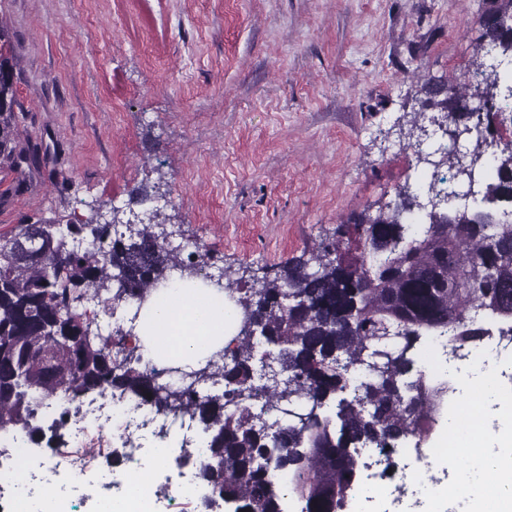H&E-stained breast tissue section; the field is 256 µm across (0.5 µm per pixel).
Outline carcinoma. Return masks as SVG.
I'll return each mask as SVG.
<instances>
[{
    "label": "carcinoma",
    "mask_w": 512,
    "mask_h": 512,
    "mask_svg": "<svg viewBox=\"0 0 512 512\" xmlns=\"http://www.w3.org/2000/svg\"><path fill=\"white\" fill-rule=\"evenodd\" d=\"M480 20L477 52L512 58V36L494 17L512 14V0ZM476 63L474 80L446 88L434 103L448 143L417 191L402 188L389 211L364 214L337 230L309 257L274 278L253 277L246 290L221 272L206 276L216 292L236 294L238 327L205 366L167 365L175 390L141 366L139 346L122 359L82 305L95 300L144 304L174 270L194 278L201 264L170 247L162 223L136 233L110 224H20L0 237V431L19 430L38 444L41 423L62 438L71 407L95 393L117 392L174 418L203 425L196 457L207 486L205 512H340L361 492L360 449L420 447L448 403L450 382L427 381L420 346L448 336L451 353L490 336L478 321L512 324V140L483 137L500 95L501 74ZM14 85L0 81V168L27 161L17 148ZM480 160L479 203L497 205L499 221L475 224L472 210L421 213L419 194L460 175V159ZM41 231V256L20 243Z\"/></svg>",
    "instance_id": "obj_1"
}]
</instances>
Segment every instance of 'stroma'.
I'll list each match as a JSON object with an SVG mask.
<instances>
[{
  "instance_id": "1",
  "label": "stroma",
  "mask_w": 512,
  "mask_h": 512,
  "mask_svg": "<svg viewBox=\"0 0 512 512\" xmlns=\"http://www.w3.org/2000/svg\"><path fill=\"white\" fill-rule=\"evenodd\" d=\"M493 0H0L16 61L18 145L0 169V234L42 219L84 224L160 213L178 241L249 287L339 225L395 205L424 167L406 115L425 85L468 80ZM158 193L142 200V186ZM141 463L172 501L197 461ZM71 512L85 491L53 466Z\"/></svg>"
}]
</instances>
